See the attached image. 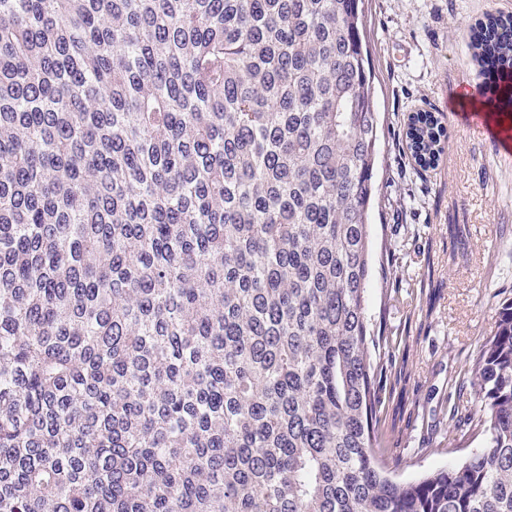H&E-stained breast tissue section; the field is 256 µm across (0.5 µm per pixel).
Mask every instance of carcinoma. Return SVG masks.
<instances>
[{
    "instance_id": "obj_1",
    "label": "carcinoma",
    "mask_w": 512,
    "mask_h": 512,
    "mask_svg": "<svg viewBox=\"0 0 512 512\" xmlns=\"http://www.w3.org/2000/svg\"><path fill=\"white\" fill-rule=\"evenodd\" d=\"M362 17L0 0V512H512V303L450 408L483 446L414 482L380 447ZM405 138L435 166L433 113Z\"/></svg>"
}]
</instances>
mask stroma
Wrapping results in <instances>:
<instances>
[{
    "label": "stroma",
    "mask_w": 512,
    "mask_h": 512,
    "mask_svg": "<svg viewBox=\"0 0 512 512\" xmlns=\"http://www.w3.org/2000/svg\"><path fill=\"white\" fill-rule=\"evenodd\" d=\"M490 14L511 16L512 0L364 3L380 120L366 317L407 359L383 395L380 428L389 472L403 482L481 447L474 425L449 423L448 407L469 391L468 370L499 309L512 302V163L493 140L457 126L446 105L459 84L487 81L468 41L471 26ZM424 111L448 133L427 170L415 165L404 136L408 115ZM452 224L467 227L459 251L448 244Z\"/></svg>",
    "instance_id": "stroma-1"
}]
</instances>
